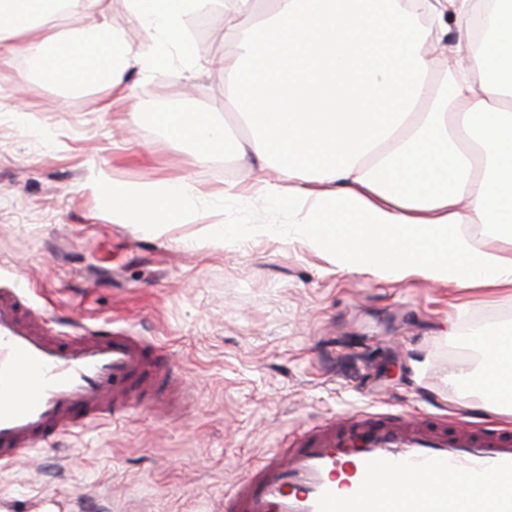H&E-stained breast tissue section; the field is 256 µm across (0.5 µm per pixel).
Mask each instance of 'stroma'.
<instances>
[{
	"label": "stroma",
	"mask_w": 512,
	"mask_h": 512,
	"mask_svg": "<svg viewBox=\"0 0 512 512\" xmlns=\"http://www.w3.org/2000/svg\"><path fill=\"white\" fill-rule=\"evenodd\" d=\"M224 2L214 0L208 44L193 45L185 79L133 67L127 98L22 81L20 53L0 66V286L65 333L132 328L173 356L179 377L168 415L136 406L0 465V512H224L225 491L289 432L360 411L474 416L448 369L478 363L467 335L512 324V300L470 304L453 284L338 271L263 200L225 199V222L272 231L220 247L201 241L220 218L210 208L155 239L113 223L87 189L99 168L130 183L182 179L208 195L266 179L251 155L201 163L190 146L130 123L136 109H178L248 139L214 65L234 49ZM20 107L29 129L12 121Z\"/></svg>",
	"instance_id": "obj_1"
}]
</instances>
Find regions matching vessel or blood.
Instances as JSON below:
<instances>
[{
	"mask_svg": "<svg viewBox=\"0 0 512 512\" xmlns=\"http://www.w3.org/2000/svg\"><path fill=\"white\" fill-rule=\"evenodd\" d=\"M167 352L123 329L68 336L0 288V464L53 445L66 430L127 412L167 409L176 380ZM479 477L486 501L449 492V476ZM430 492L407 497L398 479ZM512 512V428L429 415L348 413L289 437L224 497V512Z\"/></svg>",
	"mask_w": 512,
	"mask_h": 512,
	"instance_id": "vessel-or-blood-1",
	"label": "vessel or blood"
}]
</instances>
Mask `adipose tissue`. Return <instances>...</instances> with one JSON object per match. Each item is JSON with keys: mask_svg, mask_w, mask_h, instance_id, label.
Instances as JSON below:
<instances>
[{"mask_svg": "<svg viewBox=\"0 0 512 512\" xmlns=\"http://www.w3.org/2000/svg\"><path fill=\"white\" fill-rule=\"evenodd\" d=\"M0 0V41L24 52L32 73L69 92L100 85L128 90L132 65L174 73L191 45L187 22L210 0H128L146 34L140 47L107 22L90 20L86 37L56 32L60 2ZM422 9L434 30L455 27L453 54L426 46L433 30L415 22ZM224 25L234 53L219 58L224 105L250 131L239 152L278 179L260 188L288 212L301 242L339 271L402 281L420 275L512 300V0H233ZM454 81L430 98L437 70ZM134 123L190 145L199 161L224 155L223 123L181 110L135 112ZM105 211L147 236L188 223L198 189L186 181L124 184L107 172L90 182ZM495 233L480 245L466 228ZM475 341L481 371L460 365L452 382L512 416V330Z\"/></svg>", "mask_w": 512, "mask_h": 512, "instance_id": "obj_1", "label": "adipose tissue"}]
</instances>
